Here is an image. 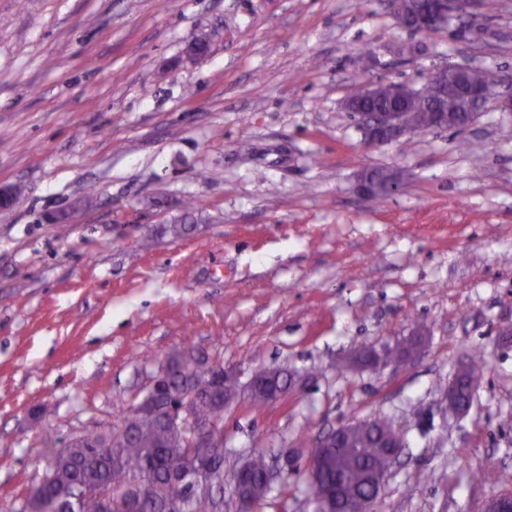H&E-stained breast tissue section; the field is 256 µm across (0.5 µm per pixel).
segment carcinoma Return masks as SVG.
<instances>
[{
  "instance_id": "cac0c4a2",
  "label": "carcinoma",
  "mask_w": 512,
  "mask_h": 512,
  "mask_svg": "<svg viewBox=\"0 0 512 512\" xmlns=\"http://www.w3.org/2000/svg\"><path fill=\"white\" fill-rule=\"evenodd\" d=\"M419 100L400 102L381 95L369 107L375 110L399 108L405 111L409 123L424 130L431 122L430 104L438 93L430 85L423 87ZM469 103L463 97L448 100V128L465 127ZM203 359L192 346H186L167 355L165 402L181 396L197 377ZM291 374L279 370L265 379L263 387L249 395L252 410H261L268 404L270 392L286 388ZM237 389L221 387L210 395L193 401L197 419L210 421L224 418V405L236 400ZM386 436H396V429L386 417L357 421L344 447L329 449L331 464L323 472L324 485H339L346 498L362 496L371 498L377 488L370 480L372 474L388 467L385 449L380 447ZM191 452L182 434L176 432L159 415L135 416L131 407H120L119 422L107 423L101 431L68 439L66 446L44 452L49 459L47 473L50 481L47 493L56 498L54 512H106L105 501L100 496L107 489L112 500V512H122L120 505L129 498L144 494L149 496L157 512H169L170 506L184 499L187 488L182 478L172 471V464ZM255 478L251 495L262 502L267 495L260 484L267 466L264 453L259 451L248 460Z\"/></svg>"
}]
</instances>
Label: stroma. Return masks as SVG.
I'll return each mask as SVG.
<instances>
[{
	"mask_svg": "<svg viewBox=\"0 0 512 512\" xmlns=\"http://www.w3.org/2000/svg\"><path fill=\"white\" fill-rule=\"evenodd\" d=\"M496 3L413 36L383 0H0V183L19 190L0 213V512L45 449L142 397L143 353L186 345L242 385L310 376L224 414L225 475L259 450L281 469L261 512H315L287 456L378 415L407 441L378 512H484L512 490V112L374 145L344 107L444 64L512 73ZM375 168L403 189L360 194ZM418 325L412 364L348 366ZM476 352L459 417L441 384ZM389 169L390 168H377L364 172L359 179L358 190L364 195L375 198L400 191L405 183V175L401 170L390 169L384 183L376 180L372 175L373 171L379 179H384L386 171ZM291 379V374L288 370L280 369L276 373L268 376L265 379V384L263 387L258 388L252 394L249 395L248 404L251 410H261L266 407L269 400V394L272 391L280 390L282 388H286L289 385ZM304 384V379L299 378L296 382L294 380L293 385L288 387V390L282 391L279 395L271 399L270 403H277L283 398L287 397L289 394L293 393L296 389L300 388Z\"/></svg>",
	"mask_w": 512,
	"mask_h": 512,
	"instance_id": "obj_1",
	"label": "stroma"
}]
</instances>
